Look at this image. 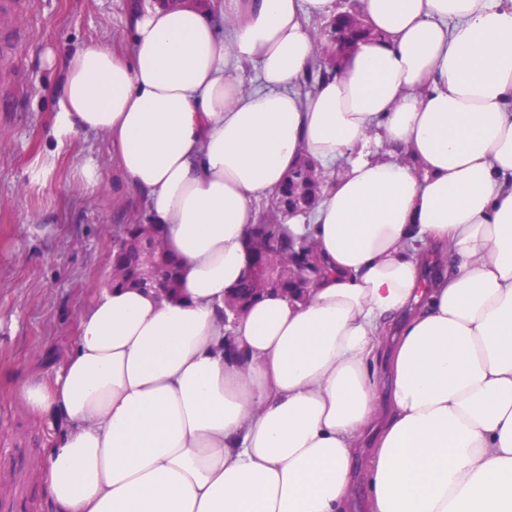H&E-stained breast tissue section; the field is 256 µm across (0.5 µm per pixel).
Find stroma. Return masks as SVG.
<instances>
[{
    "instance_id": "stroma-1",
    "label": "stroma",
    "mask_w": 512,
    "mask_h": 512,
    "mask_svg": "<svg viewBox=\"0 0 512 512\" xmlns=\"http://www.w3.org/2000/svg\"><path fill=\"white\" fill-rule=\"evenodd\" d=\"M145 0H26L24 41L0 64V499L26 476L20 512H41L37 474L46 426L23 410L14 391L26 377L64 360L80 315L106 287L114 225L142 217L118 162L100 136L56 147L50 127L64 84L58 57L89 46L129 48L130 17ZM93 160L101 179L85 189L77 166Z\"/></svg>"
}]
</instances>
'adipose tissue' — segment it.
I'll return each instance as SVG.
<instances>
[{
    "label": "adipose tissue",
    "mask_w": 512,
    "mask_h": 512,
    "mask_svg": "<svg viewBox=\"0 0 512 512\" xmlns=\"http://www.w3.org/2000/svg\"><path fill=\"white\" fill-rule=\"evenodd\" d=\"M218 2L62 61L52 136L107 138L181 273L104 289L17 386L51 427L43 512H512V0H361L373 37L306 95L336 0ZM303 157L339 169L288 222L326 272L227 327L255 204Z\"/></svg>",
    "instance_id": "adipose-tissue-1"
}]
</instances>
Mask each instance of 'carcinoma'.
Returning <instances> with one entry per match:
<instances>
[{
	"mask_svg": "<svg viewBox=\"0 0 512 512\" xmlns=\"http://www.w3.org/2000/svg\"><path fill=\"white\" fill-rule=\"evenodd\" d=\"M358 29L373 35L365 21L355 23L350 17H334L317 28L313 33L316 51L333 57L339 62L351 50L350 35ZM334 66L319 63L312 65L299 82V91L306 94L320 82L332 77ZM312 164L301 160L287 174L283 193L273 198L269 207L263 209L256 224L248 232L261 253L262 269L247 270L235 288L243 296L258 298L255 289L285 288L296 289V299L302 300L303 289L311 279L324 273L316 255V243L312 235H295L288 227L286 208L288 202L303 199L308 202L320 196L334 176L321 170L312 179L308 175ZM162 239L157 225L146 222L118 224L113 231V252L115 264L110 285L123 288L148 289L142 282L141 263L151 257V273L158 279L163 294L170 295L178 288L179 267L177 259L166 253L160 246Z\"/></svg>",
	"mask_w": 512,
	"mask_h": 512,
	"instance_id": "cac0c4a2",
	"label": "carcinoma"
}]
</instances>
